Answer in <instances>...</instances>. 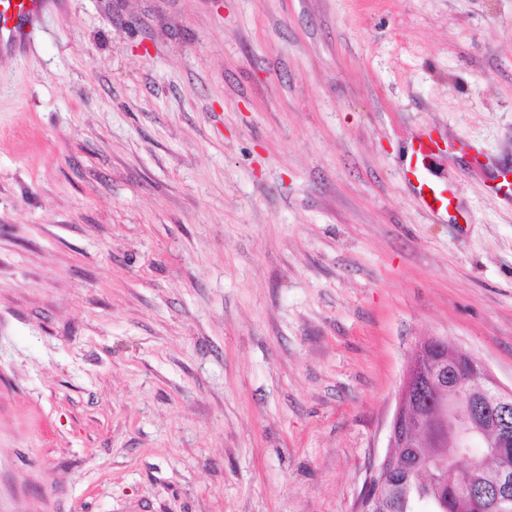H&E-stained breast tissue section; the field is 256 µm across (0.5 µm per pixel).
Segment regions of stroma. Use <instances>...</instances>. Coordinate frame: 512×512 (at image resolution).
I'll return each mask as SVG.
<instances>
[{"label": "stroma", "mask_w": 512, "mask_h": 512, "mask_svg": "<svg viewBox=\"0 0 512 512\" xmlns=\"http://www.w3.org/2000/svg\"><path fill=\"white\" fill-rule=\"evenodd\" d=\"M506 171L512 0H51L0 57V512H352L420 338L512 387ZM431 152V142L421 141L417 149L411 153L409 164L406 172L414 175L418 181V192L419 199L422 206L433 214H438L443 211H447L451 205V198L444 194V190L438 191L428 181L422 177V169L425 168V160ZM426 189L430 190L432 194V202L428 201Z\"/></svg>", "instance_id": "stroma-1"}]
</instances>
